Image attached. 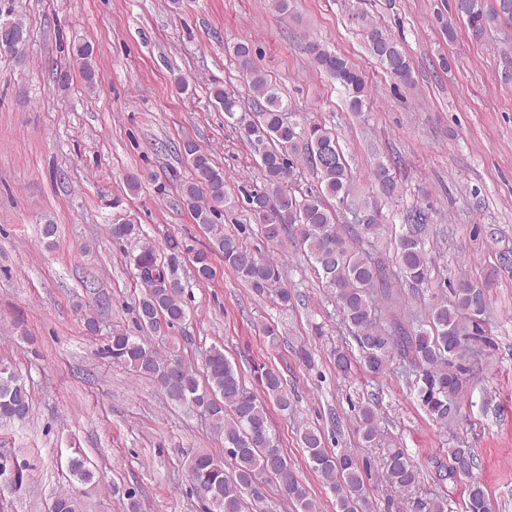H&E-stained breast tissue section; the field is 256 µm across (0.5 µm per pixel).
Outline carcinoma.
<instances>
[{
  "mask_svg": "<svg viewBox=\"0 0 512 512\" xmlns=\"http://www.w3.org/2000/svg\"><path fill=\"white\" fill-rule=\"evenodd\" d=\"M12 0H0V28L9 25L28 38L25 24L14 16ZM455 15L462 19L472 36L483 38L492 29L512 24V0H455ZM357 19L372 56L394 80L409 85L413 82L410 58L402 45L379 25L365 16ZM80 65L81 77L88 88L100 81L94 67L95 50L91 43L78 41L71 47ZM313 67L338 81L348 94L351 111L361 112L365 106L366 83L349 60L330 51L319 42L308 44ZM254 102V111L241 108L238 99L216 86L211 90L215 104L224 110L228 123L238 128L250 145L255 139L263 148L255 151L262 175V186L243 191V201L264 238L280 242L288 236L305 251L314 271L335 299L342 323L347 326L359 346L363 365L374 376L385 374L398 360L418 374L416 400L438 424L454 422L460 413V396L468 374L466 354L471 345L484 340L489 310L484 285L470 278H460L452 288L451 304L432 308L427 326H412L396 320L390 329L377 323L372 302V289L385 283L384 268L372 253L357 242L377 234L380 224H354L340 228L337 211L326 203L334 199L353 207L355 215L373 210L370 193L378 191L391 196L398 184L390 166L382 161L373 168L365 185L354 183L350 168L338 144L336 133L319 123L292 122L285 117L288 105L278 89L257 70L247 78ZM192 177L182 186V200L192 211L195 222L204 225L212 246L193 252L192 263L196 281L212 276V256L220 255L224 266L244 280L259 295H270L281 306H288L295 295L281 286L278 263L263 257L236 234L224 231L215 223L219 208L224 206V169L194 143L180 147ZM304 159L318 175L316 190L296 194L295 161ZM431 213L421 207L406 211L401 232L395 244V261L406 282L414 288L428 284L432 260L423 236ZM140 225L121 218L112 225L117 239L138 237ZM167 263L158 261L154 245L145 243L135 256L143 293L137 304L140 335L133 336L118 329L112 333L109 352L139 376L154 380L169 400L181 395L178 404L185 405L208 418L214 433L224 441V458L212 453L193 455L187 469L193 490L203 503L204 512H244L251 503L273 512L267 504L262 475L276 480L292 471L288 459L279 448L272 432L268 403L286 411L291 408L288 390L274 366H264L257 379L262 397L246 393L238 367L221 347L209 348L204 371L199 375L183 365L184 379L176 389L164 385L170 366L182 365L176 354L162 356L152 346L150 335L160 332L159 322L173 328L187 316L183 298L185 285L178 277L182 249L173 239L168 241ZM31 415V398L24 378L11 366L0 362V420L16 421ZM363 439H376V412L361 408L359 416ZM312 471L330 489L336 499V512H360L364 502V474L367 467L346 452L335 453L326 448L321 434L306 428L300 435ZM450 465L440 468L443 478L452 479L459 471L454 463L474 465L472 449H448ZM231 473H226L224 465ZM73 480L86 486L94 483L95 472L82 457L68 461ZM421 471L400 448L388 452L383 462V478L391 486L410 488L419 483ZM298 512H317L316 501L297 480L284 487ZM51 512H81L79 499L72 492L55 495ZM465 512H490L484 484L472 479L467 488Z\"/></svg>",
  "mask_w": 512,
  "mask_h": 512,
  "instance_id": "1",
  "label": "carcinoma"
}]
</instances>
